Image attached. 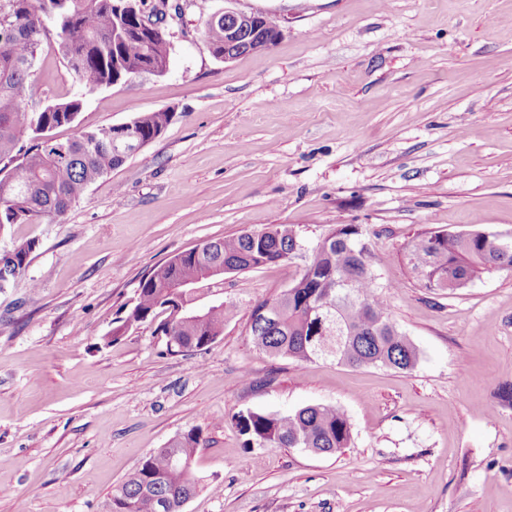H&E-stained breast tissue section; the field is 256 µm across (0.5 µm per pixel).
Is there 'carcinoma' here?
Returning <instances> with one entry per match:
<instances>
[{"mask_svg": "<svg viewBox=\"0 0 512 512\" xmlns=\"http://www.w3.org/2000/svg\"><path fill=\"white\" fill-rule=\"evenodd\" d=\"M114 0H0V237L16 224L62 221L87 189L162 135L173 113L147 112L132 121L135 144L125 126L85 130L59 141L52 131L78 126L82 101L33 98L32 77L44 46L52 45L72 77L93 92L143 74L162 76L170 62L167 27L145 28L141 16L180 19L182 6L168 0H132L133 14L118 13ZM56 25L51 35L46 20ZM204 37L212 55L224 59V16L207 14ZM38 247L35 238L11 239L0 251L6 274L15 280ZM417 280L429 290L454 292L482 274L512 271V238L489 233L419 234L405 247ZM305 261L300 277L252 314L253 346L270 356L295 361L332 360L352 366H384L403 373L417 365L419 352L390 317L377 291L373 261L357 224H342L331 240L301 248L285 224L212 240L208 251L192 248L155 266L140 281L136 303L112 328L117 341L134 325L174 339L170 354L201 351L224 333V306L197 313L188 307L196 285L226 273L290 261ZM237 426L243 447L304 448L334 455L350 446L351 424L334 405L305 406L291 414L241 412ZM201 432L191 429L143 458L112 493L109 512H182L202 488L193 468Z\"/></svg>", "mask_w": 512, "mask_h": 512, "instance_id": "carcinoma-1", "label": "carcinoma"}]
</instances>
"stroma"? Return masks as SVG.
Wrapping results in <instances>:
<instances>
[{"label":"stroma","instance_id":"1","mask_svg":"<svg viewBox=\"0 0 512 512\" xmlns=\"http://www.w3.org/2000/svg\"><path fill=\"white\" fill-rule=\"evenodd\" d=\"M165 75L93 93L45 49L34 90L81 97L96 129L170 110L163 134L89 187L0 289V512H106L154 449L192 429L205 484L184 512H512V272L421 288L424 231L512 236V0H179ZM273 16L263 52L214 58L205 11ZM276 224L305 248L359 225L408 373L256 350L254 307L294 259L201 290L224 334L171 355L149 326L107 343L150 269L204 241ZM333 404L349 448H243L234 417Z\"/></svg>","mask_w":512,"mask_h":512}]
</instances>
